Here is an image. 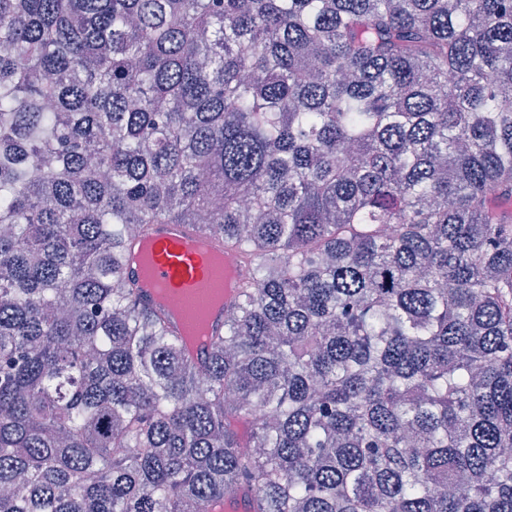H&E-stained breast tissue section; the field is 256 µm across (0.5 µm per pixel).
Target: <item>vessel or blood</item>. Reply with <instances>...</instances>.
Instances as JSON below:
<instances>
[{"mask_svg":"<svg viewBox=\"0 0 512 512\" xmlns=\"http://www.w3.org/2000/svg\"><path fill=\"white\" fill-rule=\"evenodd\" d=\"M148 237L150 264L141 283V299L149 308L161 311L169 328L178 335H185L186 320L159 297V289L176 294L211 287L217 277L214 260L218 257L230 270L233 284L247 275L246 267L221 242L192 232L186 225L155 224ZM233 284L224 290L223 305L211 308L205 315L208 336H215L224 328L226 307L236 299Z\"/></svg>","mask_w":512,"mask_h":512,"instance_id":"vessel-or-blood-1","label":"vessel or blood"}]
</instances>
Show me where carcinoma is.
<instances>
[{"mask_svg": "<svg viewBox=\"0 0 512 512\" xmlns=\"http://www.w3.org/2000/svg\"><path fill=\"white\" fill-rule=\"evenodd\" d=\"M248 267L204 362L126 273ZM512 512V0H0V512Z\"/></svg>", "mask_w": 512, "mask_h": 512, "instance_id": "carcinoma-1", "label": "carcinoma"}]
</instances>
